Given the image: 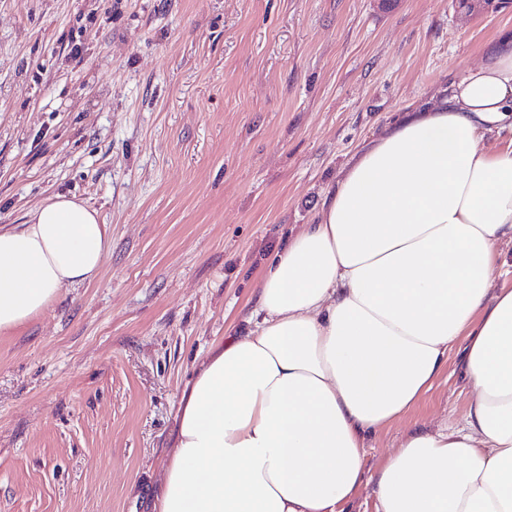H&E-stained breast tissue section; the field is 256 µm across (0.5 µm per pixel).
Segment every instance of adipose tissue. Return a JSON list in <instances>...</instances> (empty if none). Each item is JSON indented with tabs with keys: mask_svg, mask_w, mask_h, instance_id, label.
Returning a JSON list of instances; mask_svg holds the SVG:
<instances>
[{
	"mask_svg": "<svg viewBox=\"0 0 512 512\" xmlns=\"http://www.w3.org/2000/svg\"><path fill=\"white\" fill-rule=\"evenodd\" d=\"M500 145L487 150L484 142ZM111 238L55 194L0 226V334L95 280ZM512 34L357 150L312 223L262 266L245 335L184 389L156 512H512ZM462 346L471 397L365 449Z\"/></svg>",
	"mask_w": 512,
	"mask_h": 512,
	"instance_id": "ef3b65f1",
	"label": "adipose tissue"
}]
</instances>
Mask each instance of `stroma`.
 I'll use <instances>...</instances> for the list:
<instances>
[{"instance_id":"1","label":"stroma","mask_w":512,"mask_h":512,"mask_svg":"<svg viewBox=\"0 0 512 512\" xmlns=\"http://www.w3.org/2000/svg\"><path fill=\"white\" fill-rule=\"evenodd\" d=\"M510 31L453 0H0V225L61 192L112 240L0 334V512H155L182 391L264 261ZM458 361L414 420L463 414Z\"/></svg>"}]
</instances>
